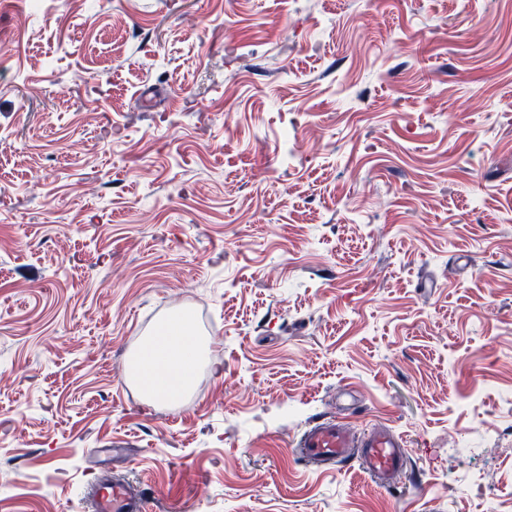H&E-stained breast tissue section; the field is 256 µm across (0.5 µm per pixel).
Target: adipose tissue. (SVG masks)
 Wrapping results in <instances>:
<instances>
[{
	"label": "adipose tissue",
	"instance_id": "1",
	"mask_svg": "<svg viewBox=\"0 0 512 512\" xmlns=\"http://www.w3.org/2000/svg\"><path fill=\"white\" fill-rule=\"evenodd\" d=\"M207 347L205 338L191 333L187 315L175 316L159 325L132 355L129 379L147 402L184 398L208 365Z\"/></svg>",
	"mask_w": 512,
	"mask_h": 512
}]
</instances>
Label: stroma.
Returning a JSON list of instances; mask_svg holds the SVG:
<instances>
[{"label": "stroma", "mask_w": 512, "mask_h": 512, "mask_svg": "<svg viewBox=\"0 0 512 512\" xmlns=\"http://www.w3.org/2000/svg\"><path fill=\"white\" fill-rule=\"evenodd\" d=\"M179 312L216 369L150 404ZM329 415L406 472L304 465ZM112 472L152 512L512 498V0L0 4V512Z\"/></svg>", "instance_id": "35a3bbf8"}]
</instances>
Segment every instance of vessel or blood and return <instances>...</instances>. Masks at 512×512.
<instances>
[{"mask_svg":"<svg viewBox=\"0 0 512 512\" xmlns=\"http://www.w3.org/2000/svg\"><path fill=\"white\" fill-rule=\"evenodd\" d=\"M296 456L317 468L359 466L377 484H388L402 474L408 455L402 437L376 426L360 438H353L348 423L333 417L312 421L290 442ZM93 512H147L148 501L140 486L120 477L93 483L88 491Z\"/></svg>","mask_w":512,"mask_h":512,"instance_id":"vessel-or-blood-1","label":"vessel or blood"}]
</instances>
